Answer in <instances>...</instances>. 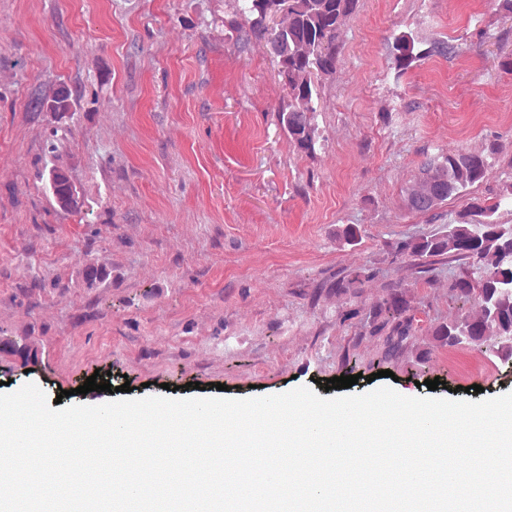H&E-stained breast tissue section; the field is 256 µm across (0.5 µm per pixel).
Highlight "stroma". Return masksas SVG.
Masks as SVG:
<instances>
[{"instance_id": "35a3bbf8", "label": "stroma", "mask_w": 512, "mask_h": 512, "mask_svg": "<svg viewBox=\"0 0 512 512\" xmlns=\"http://www.w3.org/2000/svg\"><path fill=\"white\" fill-rule=\"evenodd\" d=\"M233 18L227 0H0V328L39 337L45 351L32 375L0 358V393L32 383L49 398L68 390L66 407L110 401L78 393L92 375L130 384L134 399L214 397L221 383L238 399L299 387L322 397L341 375L357 376L355 394L425 397L437 377L442 398L512 392L499 359L430 350L431 325L457 313L447 267L412 281L420 328L387 377L381 341L336 323L346 298L323 291L439 228L403 202L425 155L490 158L486 179L443 205L451 216L512 172V16L492 0H359L322 80L312 157L277 126L288 89L268 48L239 51ZM405 28L463 49L394 78L385 39ZM61 82L101 98L81 100L59 151L86 193L81 214L59 210L44 187L46 123L29 106ZM347 224L362 240L341 248ZM91 258L113 267L95 292L73 284ZM36 276L57 289L23 297ZM152 287L162 295L122 307ZM424 351L429 362L414 368Z\"/></svg>"}]
</instances>
